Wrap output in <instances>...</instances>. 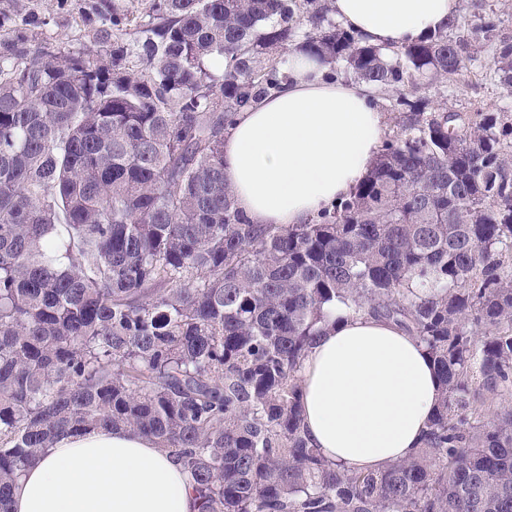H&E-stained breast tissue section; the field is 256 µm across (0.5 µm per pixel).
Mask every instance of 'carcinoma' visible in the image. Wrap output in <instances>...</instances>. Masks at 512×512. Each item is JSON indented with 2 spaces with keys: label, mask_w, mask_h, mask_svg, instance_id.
<instances>
[{
  "label": "carcinoma",
  "mask_w": 512,
  "mask_h": 512,
  "mask_svg": "<svg viewBox=\"0 0 512 512\" xmlns=\"http://www.w3.org/2000/svg\"><path fill=\"white\" fill-rule=\"evenodd\" d=\"M96 15L92 60L0 43V512L30 462L97 427L165 450L197 512H512V113L409 98L501 20L385 48L331 0ZM295 46L401 112L348 198L252 224L224 129L280 89ZM493 66L512 90L511 41ZM338 304L415 336L441 384L423 448L378 472L308 446L299 372Z\"/></svg>",
  "instance_id": "obj_1"
}]
</instances>
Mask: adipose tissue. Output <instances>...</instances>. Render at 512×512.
Instances as JSON below:
<instances>
[{"label": "adipose tissue", "mask_w": 512, "mask_h": 512, "mask_svg": "<svg viewBox=\"0 0 512 512\" xmlns=\"http://www.w3.org/2000/svg\"><path fill=\"white\" fill-rule=\"evenodd\" d=\"M362 41L401 47L446 29L457 0H333ZM293 49L288 80L238 112L224 131V177L254 224H305L348 197L385 137L373 90L332 82ZM307 439L334 464L378 471L409 459L440 394L415 336L391 321L344 314L309 348L301 368ZM13 512H196L191 478L168 453L128 430L96 429L57 441L29 464Z\"/></svg>", "instance_id": "obj_1"}]
</instances>
